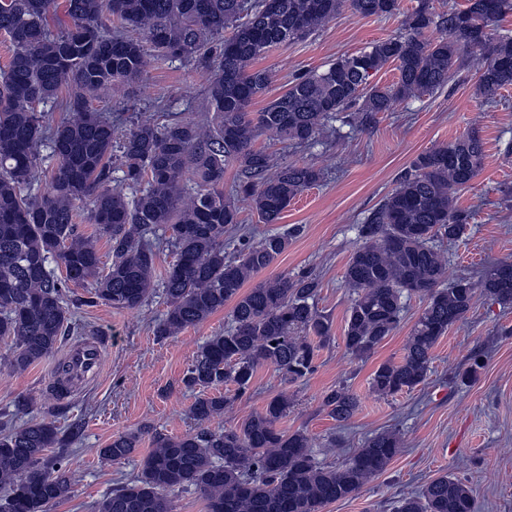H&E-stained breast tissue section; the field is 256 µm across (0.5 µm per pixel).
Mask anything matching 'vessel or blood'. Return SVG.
<instances>
[{
	"label": "vessel or blood",
	"instance_id": "b4317fda",
	"mask_svg": "<svg viewBox=\"0 0 512 512\" xmlns=\"http://www.w3.org/2000/svg\"><path fill=\"white\" fill-rule=\"evenodd\" d=\"M105 352V344L98 336L69 343L61 357L69 372L63 378L53 377L47 385L48 392L55 397L65 398L97 377L104 366Z\"/></svg>",
	"mask_w": 512,
	"mask_h": 512
}]
</instances>
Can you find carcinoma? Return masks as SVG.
<instances>
[{
	"label": "carcinoma",
	"instance_id": "1",
	"mask_svg": "<svg viewBox=\"0 0 512 512\" xmlns=\"http://www.w3.org/2000/svg\"><path fill=\"white\" fill-rule=\"evenodd\" d=\"M55 9V0H0V33L12 45L0 68V338L11 341L7 365L24 372L51 354L81 305L135 310L158 293L166 310L155 335L164 339L232 304L227 329L200 346L182 378L185 390L202 393L192 407L198 429L114 436L101 450L112 463L128 459L146 433L152 448L139 473L112 489L96 512H173L175 489L200 494L207 512H323L357 496L400 452L398 435L377 433L339 464H325L305 431L278 428L291 407L286 394L234 427L212 425L231 403L223 387L246 394L262 367L286 381L303 378L314 370L317 351L307 336L322 344L331 338L312 273L245 288L288 250L298 228L245 241L232 257L224 251V233L239 223L235 198H249L259 221L275 224L321 178L309 165L275 164L255 147L261 136L312 146L343 112L351 129L362 132L373 114L444 88L465 54L482 58L478 90L494 101L512 86V36L496 33V23L512 13V0H466L465 7L442 13L419 0L403 32L298 75L258 112L251 107L271 74L253 68L256 59L307 37L344 9L389 17L399 0H65L68 23L61 28L49 23ZM429 29L439 35L424 37ZM176 59L209 70L210 125L150 117L115 142L112 120L89 107L88 94L131 87L151 61ZM389 64L399 73L396 83L369 82ZM45 103L74 118L44 123L35 107ZM116 143L122 177L114 184ZM41 146L56 157L47 172L39 164ZM484 159L474 133L419 154L358 225L359 244L345 272L351 294L346 352L369 357L399 327L405 301L425 299L401 359L380 363L370 377L378 397L423 384L436 343L478 297L512 305V262L486 268L477 281L445 283L444 242L459 239L471 219L454 198L470 187ZM231 164L239 177L226 196L224 171ZM79 203L110 245L106 268L77 230ZM162 243L175 260L157 285L153 271ZM72 285L87 288L88 297L72 298ZM322 406L345 425L359 400L342 384L325 394ZM69 444L45 417L3 424L0 512H51L67 498L75 473L60 449ZM393 512L475 510L469 486L445 474L400 495Z\"/></svg>",
	"mask_w": 512,
	"mask_h": 512
}]
</instances>
